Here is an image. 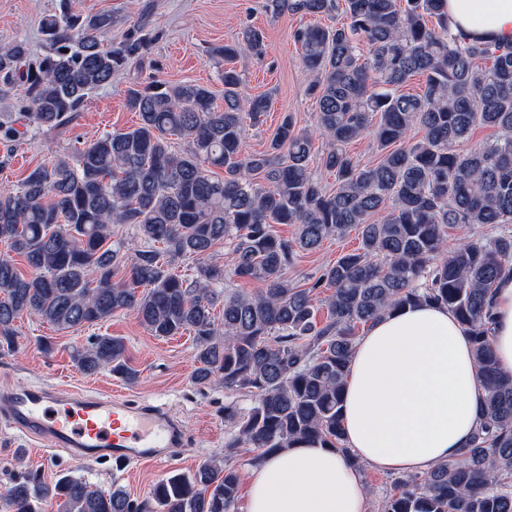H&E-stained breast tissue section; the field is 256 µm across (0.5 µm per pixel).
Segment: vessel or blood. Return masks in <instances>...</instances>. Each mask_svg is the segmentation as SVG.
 I'll list each match as a JSON object with an SVG mask.
<instances>
[{"instance_id":"b4317fda","label":"vessel or blood","mask_w":512,"mask_h":512,"mask_svg":"<svg viewBox=\"0 0 512 512\" xmlns=\"http://www.w3.org/2000/svg\"><path fill=\"white\" fill-rule=\"evenodd\" d=\"M0 405L22 434L80 459L163 464L170 459L169 449L183 445L181 429L160 405L78 392L62 395L41 386L0 392Z\"/></svg>"}]
</instances>
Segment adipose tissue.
Here are the masks:
<instances>
[{
	"mask_svg": "<svg viewBox=\"0 0 512 512\" xmlns=\"http://www.w3.org/2000/svg\"><path fill=\"white\" fill-rule=\"evenodd\" d=\"M483 23H475V15ZM454 31L512 44V0H448ZM492 349L512 374V278L493 298ZM478 365L446 306L407 305L359 337L345 378L341 424L350 464L321 441L298 442L247 472L245 512H368L361 466L422 474L459 457L481 423Z\"/></svg>",
	"mask_w": 512,
	"mask_h": 512,
	"instance_id": "obj_1",
	"label": "adipose tissue"
}]
</instances>
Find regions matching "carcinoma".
Masks as SVG:
<instances>
[{"label": "carcinoma", "mask_w": 512, "mask_h": 512, "mask_svg": "<svg viewBox=\"0 0 512 512\" xmlns=\"http://www.w3.org/2000/svg\"><path fill=\"white\" fill-rule=\"evenodd\" d=\"M265 9L343 17L293 33L312 75L322 152L290 114L266 150L244 151V125H258L274 102L249 94L226 67L224 107L205 86L150 78L126 91L135 125L81 142L0 189V241L28 267L0 253V349L19 348L16 323L31 314L59 330L129 313L154 336L187 332L194 383L219 382L251 399L247 408L224 406L233 425L224 458L170 473L140 502L83 476L48 483L21 467L5 492L10 512H42L48 499L60 512H238L231 459L243 444L266 456L320 440L353 460L340 418L359 326L417 302L448 307L470 333L482 420L458 458L394 478L380 512H512V375L498 369L490 342L493 288L512 275V230L446 251L457 224H512V46L454 32L448 0H266ZM109 25L106 13L63 10L42 23L41 57L29 59L22 40L0 45V85L22 87L20 118L34 130L73 122L89 93L155 40L135 23L106 42ZM264 52V32L253 26L214 50L228 61ZM415 76L422 93L399 92ZM479 128L496 138L459 152ZM368 130L379 158L363 164L348 145ZM316 159L334 187L313 172ZM274 224L296 232L279 236ZM114 226L133 227L140 240L129 264ZM354 228L359 246L312 285L288 278L299 254ZM225 246L228 267L210 261ZM185 261L193 263L187 277L175 272ZM238 278L260 287L229 291ZM73 358L85 374L138 378L119 336L97 335Z\"/></svg>", "instance_id": "obj_1"}]
</instances>
